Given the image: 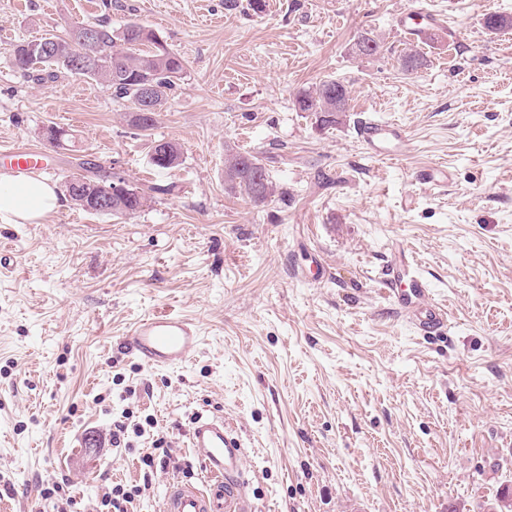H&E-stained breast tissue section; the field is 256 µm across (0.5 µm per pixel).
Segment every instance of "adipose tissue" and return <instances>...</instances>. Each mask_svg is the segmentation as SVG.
Returning a JSON list of instances; mask_svg holds the SVG:
<instances>
[{
	"instance_id": "ef3b65f1",
	"label": "adipose tissue",
	"mask_w": 512,
	"mask_h": 512,
	"mask_svg": "<svg viewBox=\"0 0 512 512\" xmlns=\"http://www.w3.org/2000/svg\"><path fill=\"white\" fill-rule=\"evenodd\" d=\"M61 206L54 185L34 174L0 173V220L39 224Z\"/></svg>"
}]
</instances>
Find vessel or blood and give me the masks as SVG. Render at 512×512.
I'll return each instance as SVG.
<instances>
[{
	"instance_id": "obj_1",
	"label": "vessel or blood",
	"mask_w": 512,
	"mask_h": 512,
	"mask_svg": "<svg viewBox=\"0 0 512 512\" xmlns=\"http://www.w3.org/2000/svg\"><path fill=\"white\" fill-rule=\"evenodd\" d=\"M407 34L419 38L428 30L443 25L441 15L409 10L400 17ZM357 137L375 157L398 159L404 149L405 134L396 123L365 118L357 127ZM19 171L42 169L39 151L4 145L0 160ZM407 287H398L400 279ZM386 294L393 306L405 314L422 335L440 334L448 325L444 307L432 297L427 281L409 273L402 265L393 266ZM197 326L178 315H151L140 319L122 337L118 346L151 368H168L186 362L199 349ZM188 446L206 475L203 485L176 482L167 488L164 512H257L250 502V479L244 469V445L239 433L223 417L199 415L189 430Z\"/></svg>"
}]
</instances>
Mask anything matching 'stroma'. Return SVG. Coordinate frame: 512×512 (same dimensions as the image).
<instances>
[{"instance_id":"obj_1","label":"stroma","mask_w":512,"mask_h":512,"mask_svg":"<svg viewBox=\"0 0 512 512\" xmlns=\"http://www.w3.org/2000/svg\"><path fill=\"white\" fill-rule=\"evenodd\" d=\"M445 16L413 41L407 9ZM512 0H0V144L40 149L56 187L91 161L144 190L133 215L71 201L40 224L0 222V512H94L113 483L144 485L129 512H163L196 483L199 414L241 434L260 512H495L512 488ZM108 18L150 27L186 60L153 130L105 84L13 69V45ZM370 31L383 50L352 52ZM422 56L402 71L407 49ZM350 109L318 127L293 99L326 78ZM408 134L371 158L360 119ZM64 128L48 143L42 130ZM175 142L177 167L151 161ZM257 154L276 187L254 203L224 185L228 153ZM447 167L448 187L420 184ZM405 249L448 310L425 339L381 291ZM201 330L185 364L157 370L116 341L150 314ZM153 418L130 448L116 421ZM180 469L145 477L157 438Z\"/></svg>"}]
</instances>
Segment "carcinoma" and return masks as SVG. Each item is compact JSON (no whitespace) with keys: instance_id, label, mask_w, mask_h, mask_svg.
Listing matches in <instances>:
<instances>
[{"instance_id":"cac0c4a2","label":"carcinoma","mask_w":512,"mask_h":512,"mask_svg":"<svg viewBox=\"0 0 512 512\" xmlns=\"http://www.w3.org/2000/svg\"><path fill=\"white\" fill-rule=\"evenodd\" d=\"M118 41L122 46L116 45ZM10 58L15 70L27 76L34 73L39 80L55 79L64 73L103 82L127 102L131 122L142 131L157 125L175 80L186 69L185 59L144 25L130 23L116 36L106 20L77 25L63 38L52 35L23 41L11 49ZM146 86L153 88L154 111L143 122L139 104ZM293 105L297 111L313 115L319 126L333 127L348 111L349 92L343 83L327 79L311 91L298 93ZM179 158L175 143L163 139L155 142L151 157L154 166L169 169L178 164ZM81 179L85 180L84 194L72 200L93 213L94 202L104 190L95 177L83 175ZM224 180L228 189L241 188L254 202H263L274 193L266 168L258 156L250 153L228 155ZM144 203L145 195L136 187L134 192L116 199L110 214L132 215Z\"/></svg>"}]
</instances>
